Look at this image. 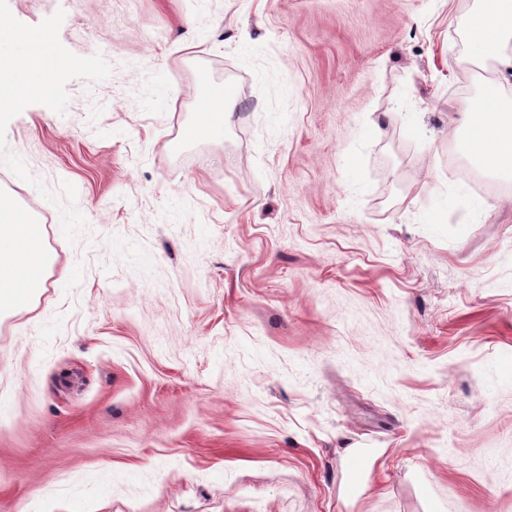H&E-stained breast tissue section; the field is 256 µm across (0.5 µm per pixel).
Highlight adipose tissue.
Here are the masks:
<instances>
[{"mask_svg": "<svg viewBox=\"0 0 512 512\" xmlns=\"http://www.w3.org/2000/svg\"><path fill=\"white\" fill-rule=\"evenodd\" d=\"M469 31L468 62L500 59L512 63L511 57L502 54L512 44V0H486L485 8L472 15ZM1 41L12 43L13 49L0 54V106L40 88L48 70L38 43L19 37L0 21ZM226 99L220 88L201 100L203 118L194 124L191 137H223ZM460 122L466 132L464 150L486 167L512 174V100L503 97L501 83H485L478 101L462 108ZM46 268L37 225L0 196V313L30 307L44 284Z\"/></svg>", "mask_w": 512, "mask_h": 512, "instance_id": "obj_1", "label": "adipose tissue"}]
</instances>
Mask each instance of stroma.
Returning a JSON list of instances; mask_svg holds the SVG:
<instances>
[{"instance_id":"1","label":"stroma","mask_w":512,"mask_h":512,"mask_svg":"<svg viewBox=\"0 0 512 512\" xmlns=\"http://www.w3.org/2000/svg\"><path fill=\"white\" fill-rule=\"evenodd\" d=\"M479 6L0 0L59 67L0 109L48 257L0 315V512H512V177L456 121ZM212 85L220 144L186 136Z\"/></svg>"}]
</instances>
